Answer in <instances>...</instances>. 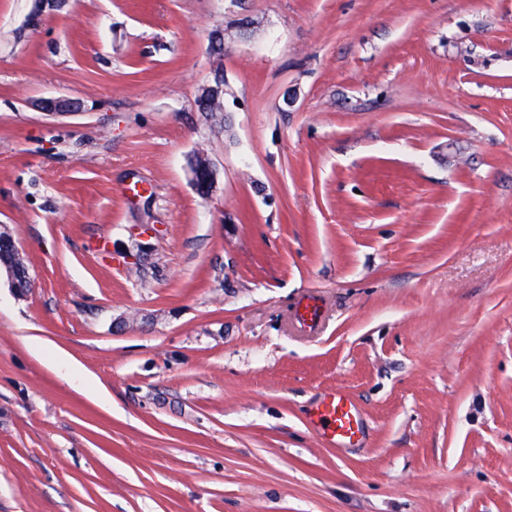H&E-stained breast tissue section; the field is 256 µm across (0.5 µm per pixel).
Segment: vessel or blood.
<instances>
[{
    "label": "vessel or blood",
    "mask_w": 512,
    "mask_h": 512,
    "mask_svg": "<svg viewBox=\"0 0 512 512\" xmlns=\"http://www.w3.org/2000/svg\"><path fill=\"white\" fill-rule=\"evenodd\" d=\"M309 421L320 443L332 447L355 445L363 437L360 410L339 390L321 396L309 411Z\"/></svg>",
    "instance_id": "obj_1"
}]
</instances>
